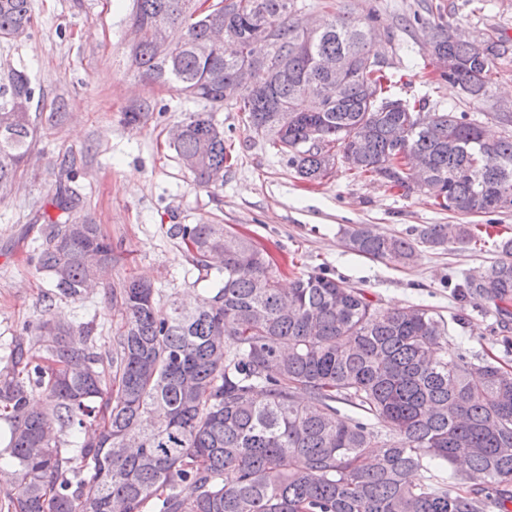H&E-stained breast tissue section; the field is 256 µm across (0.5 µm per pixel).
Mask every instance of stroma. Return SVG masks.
Instances as JSON below:
<instances>
[{"instance_id": "35a3bbf8", "label": "stroma", "mask_w": 512, "mask_h": 512, "mask_svg": "<svg viewBox=\"0 0 512 512\" xmlns=\"http://www.w3.org/2000/svg\"><path fill=\"white\" fill-rule=\"evenodd\" d=\"M134 0H31L33 34L0 42V84L12 70L25 71L41 114L27 163L0 197V373L14 345H31L44 309V282L30 257L45 218L98 224L113 247L112 269L82 300H56L52 312L91 327L98 352L112 355L119 319L112 288L129 277L153 282L158 306L193 303L201 293L199 272L167 229L173 224H225L265 249L293 276L322 272L363 288L381 308L422 305L441 315L452 339L471 353L505 358L494 308L460 301L454 286L466 272L496 258L494 239L512 236V212L481 216L488 235L448 250L419 247L408 268L348 252L340 230L373 224L382 232L454 224L457 216L429 198L403 194L371 179L337 173L322 184L297 180L285 159L252 133L243 113L216 110L230 160L219 187H202L178 161L171 132L207 105L149 82L129 55ZM299 16L318 21L334 14L357 18L374 12L381 35L373 51L394 74L397 96L425 100L426 111L466 113L485 133L500 136L493 114L512 100V56L497 60L494 93L467 99L450 83L429 82V26L448 25L463 35L494 30L512 39V0H298ZM140 113L139 122L126 120ZM79 197L73 209L57 208L61 191Z\"/></svg>"}]
</instances>
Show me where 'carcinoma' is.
<instances>
[{
	"instance_id": "carcinoma-1",
	"label": "carcinoma",
	"mask_w": 512,
	"mask_h": 512,
	"mask_svg": "<svg viewBox=\"0 0 512 512\" xmlns=\"http://www.w3.org/2000/svg\"><path fill=\"white\" fill-rule=\"evenodd\" d=\"M191 0H134L131 47L140 76L211 106L246 115L305 183L339 170L373 177L443 210L477 217L512 210V112L486 138L463 112H426L399 98L388 63L371 53L376 17L339 14L308 30L296 0H223L190 20ZM180 30L164 45L157 26ZM30 0H0V40L27 38ZM473 44L444 25L429 41L437 79L481 101L495 61L512 42L495 32ZM356 61L336 101L319 93L323 58ZM260 89L239 85L245 62ZM25 71L0 85V191L13 184L38 131ZM174 140L205 187L224 182V129L194 112ZM31 262L48 283L43 301L80 300L112 266V243L90 221L43 225ZM212 306L163 312L142 279L112 289L121 322L108 370L91 328L46 318L38 353L19 346L0 375L9 439L0 448L6 512H512V369L448 339L444 318L418 305L382 310L364 289L325 274L279 288L281 268L223 224H173ZM347 248L406 267L417 246L445 250L475 237L471 224H426L387 234L342 229ZM497 259L457 284L462 301L509 315L512 237ZM41 391L44 412L29 405ZM353 409L345 420L339 406ZM69 434L77 454L61 447ZM87 477L68 478L75 470Z\"/></svg>"
}]
</instances>
